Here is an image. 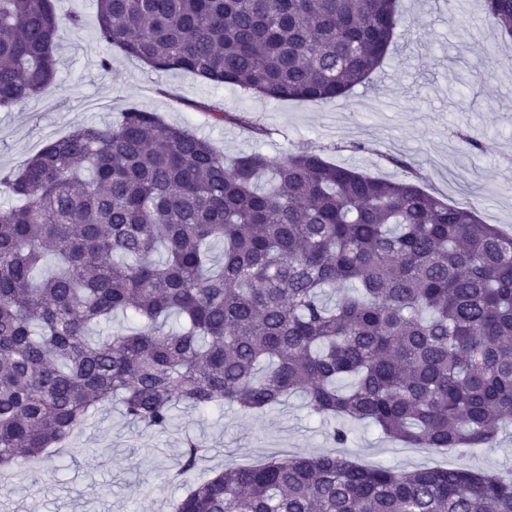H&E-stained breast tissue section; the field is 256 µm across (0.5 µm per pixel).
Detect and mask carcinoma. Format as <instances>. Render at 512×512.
<instances>
[{
	"label": "carcinoma",
	"mask_w": 512,
	"mask_h": 512,
	"mask_svg": "<svg viewBox=\"0 0 512 512\" xmlns=\"http://www.w3.org/2000/svg\"><path fill=\"white\" fill-rule=\"evenodd\" d=\"M397 3L96 0V34L156 72L329 103L382 63ZM483 11L512 35V0ZM58 30L52 0H0V107L55 84ZM1 186L17 205L0 209V474L114 400L166 430L180 407L258 414L303 393L339 447L356 422L413 448L489 445L512 423V235L470 201L308 146L227 164L135 103L0 169ZM118 311L138 327L100 330ZM201 452L186 440L179 474ZM172 512H512V478L271 454L188 483Z\"/></svg>",
	"instance_id": "obj_1"
}]
</instances>
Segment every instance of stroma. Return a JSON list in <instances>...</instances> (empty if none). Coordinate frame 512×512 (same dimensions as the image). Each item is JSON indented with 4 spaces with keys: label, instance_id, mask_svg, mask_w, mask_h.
<instances>
[{
    "label": "stroma",
    "instance_id": "obj_1",
    "mask_svg": "<svg viewBox=\"0 0 512 512\" xmlns=\"http://www.w3.org/2000/svg\"><path fill=\"white\" fill-rule=\"evenodd\" d=\"M55 7L58 88L0 108V169L19 168L76 126L117 120L133 101L207 138L228 158L250 151L276 158L309 146L381 178H404L406 165H413L427 192L451 203L475 202L483 223L512 234V37L483 20L480 0H400L402 23L381 66L367 85L327 104L269 101L185 71H151L98 40L96 0H55ZM75 11L83 16L78 30L67 22ZM106 56L107 69L100 65ZM193 101L249 111L271 134L259 139L243 127L214 123L190 109ZM469 138L475 149H467ZM357 142L364 150H354ZM397 157L403 166L394 165ZM188 437L206 449L197 479L229 461L247 465L272 453L332 450L324 425L298 395L252 416L228 406L181 409L163 432L129 424L113 403L92 413L75 449H56L25 483H0V512H171L183 492L177 473ZM342 453L365 466L495 472L512 459V424L492 445L440 448L431 456L359 427Z\"/></svg>",
    "mask_w": 512,
    "mask_h": 512
}]
</instances>
